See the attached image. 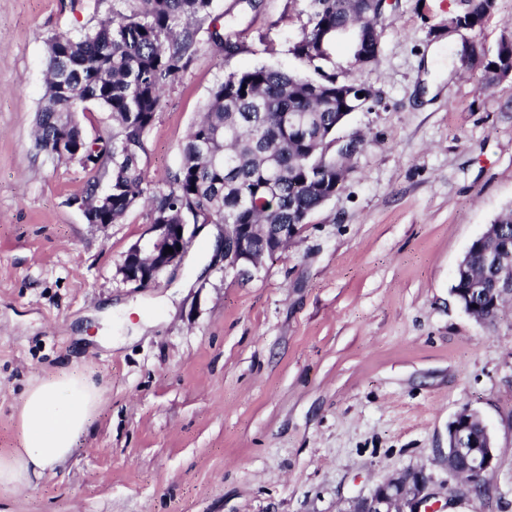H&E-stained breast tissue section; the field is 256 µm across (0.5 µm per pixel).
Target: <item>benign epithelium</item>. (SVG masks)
I'll return each mask as SVG.
<instances>
[{
	"label": "benign epithelium",
	"mask_w": 512,
	"mask_h": 512,
	"mask_svg": "<svg viewBox=\"0 0 512 512\" xmlns=\"http://www.w3.org/2000/svg\"><path fill=\"white\" fill-rule=\"evenodd\" d=\"M342 36L349 40L353 48L351 58L358 64L368 67L375 61L377 55L363 51V33L351 29L342 32ZM150 229L152 238L148 245L137 244L131 248L128 262L120 270L124 282L138 287L153 282L164 270L178 266L187 246L188 228L185 224H152ZM297 231L295 224H274L260 233L252 225H236L225 247L228 258L224 260V273L242 279L252 277L260 271L262 259L282 250ZM257 233L275 248L256 253L253 241ZM168 246L173 252H166ZM473 420L470 411L466 410L458 413L448 426V477L455 480L458 479L453 468L456 456L468 457V473L476 479L484 477L493 468L497 457L488 429H483L486 442L477 440ZM434 498L436 493L431 489V478L422 471H411L377 484L369 495L351 501L344 512H425Z\"/></svg>",
	"instance_id": "benign-epithelium-1"
}]
</instances>
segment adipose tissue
I'll return each instance as SVG.
<instances>
[{
    "instance_id": "adipose-tissue-1",
    "label": "adipose tissue",
    "mask_w": 512,
    "mask_h": 512,
    "mask_svg": "<svg viewBox=\"0 0 512 512\" xmlns=\"http://www.w3.org/2000/svg\"><path fill=\"white\" fill-rule=\"evenodd\" d=\"M99 404L98 387L75 364L31 384L18 416L20 445L0 454V491L36 489L69 458Z\"/></svg>"
}]
</instances>
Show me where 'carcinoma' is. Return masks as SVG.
<instances>
[{"mask_svg": "<svg viewBox=\"0 0 512 512\" xmlns=\"http://www.w3.org/2000/svg\"><path fill=\"white\" fill-rule=\"evenodd\" d=\"M213 0H139L135 9L112 7L110 15L86 32L55 33L45 40L47 78L44 104L37 116L36 146L52 160L50 143L63 133L81 145L95 171L82 202L90 224H118L143 197L146 175L130 164L128 154L144 151V138L160 106L163 90L196 54L191 22L210 16ZM309 27L302 39L306 53H291L307 72L266 66L236 71L213 89L201 119L192 127L183 161L168 182L148 197L151 220L164 217L180 224L190 214L196 224H222L228 236L236 224H306L324 205L333 180L346 178L350 154L329 149L336 121L343 114L346 85L364 86L332 67L326 33L357 26L376 36L383 12L370 0H310ZM495 12L488 0H466L458 18L471 30ZM485 84L512 77V40L503 39L483 65ZM87 103L108 112L115 124L110 135L86 139L78 112ZM112 182V210L97 213L98 189ZM273 182L276 207L261 205L263 185ZM512 246V207L472 241L452 287L471 294L473 319L481 326L496 320L479 315L490 305L512 300L506 287L496 297L471 291L473 279L493 283L498 247Z\"/></svg>", "mask_w": 512, "mask_h": 512, "instance_id": "1", "label": "carcinoma"}]
</instances>
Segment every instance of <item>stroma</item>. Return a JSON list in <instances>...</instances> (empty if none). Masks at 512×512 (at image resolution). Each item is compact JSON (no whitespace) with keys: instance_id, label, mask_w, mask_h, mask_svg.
<instances>
[{"instance_id":"stroma-1","label":"stroma","mask_w":512,"mask_h":512,"mask_svg":"<svg viewBox=\"0 0 512 512\" xmlns=\"http://www.w3.org/2000/svg\"><path fill=\"white\" fill-rule=\"evenodd\" d=\"M113 0H0V453L18 447L22 393L70 362L100 388L95 422L37 490L0 512H343L406 470L448 484V424L475 411L498 448L487 491L452 512H512V304L476 324L455 270L512 206V79L486 87L468 40L493 54L512 0L474 30L464 0H387L377 93L343 188L252 278L224 272V232L200 224L183 263L146 288L116 266L151 237L149 211L86 223L89 174L32 138L45 40L94 27ZM309 0H213L194 62L165 90L138 163L147 190L180 167L216 84L290 52ZM447 75L426 97L425 56Z\"/></svg>"}]
</instances>
